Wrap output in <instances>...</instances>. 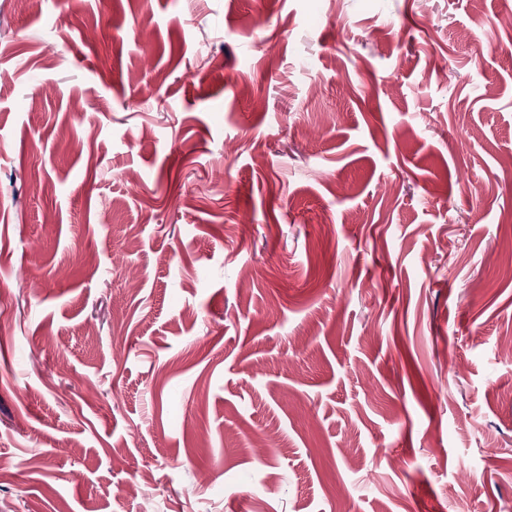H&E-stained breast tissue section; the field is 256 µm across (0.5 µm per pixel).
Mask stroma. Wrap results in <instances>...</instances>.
Masks as SVG:
<instances>
[{
  "label": "stroma",
  "instance_id": "stroma-1",
  "mask_svg": "<svg viewBox=\"0 0 512 512\" xmlns=\"http://www.w3.org/2000/svg\"><path fill=\"white\" fill-rule=\"evenodd\" d=\"M507 14L0 0V512H512Z\"/></svg>",
  "mask_w": 512,
  "mask_h": 512
}]
</instances>
